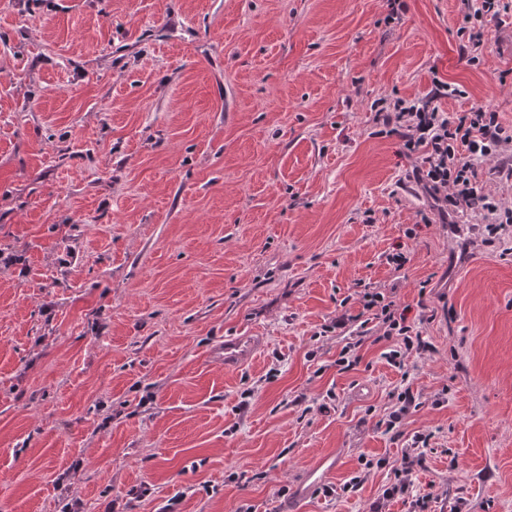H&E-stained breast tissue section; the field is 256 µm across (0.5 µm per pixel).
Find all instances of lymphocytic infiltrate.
<instances>
[{"mask_svg":"<svg viewBox=\"0 0 512 512\" xmlns=\"http://www.w3.org/2000/svg\"><path fill=\"white\" fill-rule=\"evenodd\" d=\"M455 85L436 81L424 100L394 99L379 108L376 123L382 124L385 135L397 137L404 153L419 160L412 170V178L421 186L430 200L422 210V223L448 221L457 213L480 209L488 222L484 227V242L499 243L503 231L512 224V209L499 205L487 192L474 166L475 159L499 154L503 147L512 145V126L503 125L498 112L478 106L467 112L440 111L439 99L458 95ZM362 309L358 314H342L323 325L330 332L354 324L351 342L341 350L336 361L342 370L359 364V350L367 339L366 327L376 324L382 340L388 347L384 357L396 369H404L410 355L430 351L431 346L409 317V307L397 304L390 295L377 288L360 291ZM391 406L378 420L377 426L391 438L402 435V426L419 402L410 384L403 383L390 393ZM431 436L414 434L399 461L388 464L386 459L366 460V467H390L392 477L381 495L372 504L370 512H385L388 502L399 499L407 504L409 512H429L436 498L432 491L417 487L415 476L424 470Z\"/></svg>","mask_w":512,"mask_h":512,"instance_id":"f902f5d3","label":"lymphocytic infiltrate"}]
</instances>
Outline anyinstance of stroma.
<instances>
[{"label": "stroma", "mask_w": 512, "mask_h": 512, "mask_svg": "<svg viewBox=\"0 0 512 512\" xmlns=\"http://www.w3.org/2000/svg\"><path fill=\"white\" fill-rule=\"evenodd\" d=\"M479 2L0 0V512H110L144 484L132 512H368L388 469L338 488L418 431L445 512H512V255L473 214L421 223L417 160L371 109L437 77L461 90L441 110L512 125V14L479 67L457 33ZM361 284L420 318L408 376L382 341L339 370L346 335H320ZM326 454L334 495L297 498ZM262 338L259 336H234L224 339V369L235 372L247 365L255 356ZM402 381L403 383L395 386L390 392L389 412L376 423L378 428L383 429L384 434L390 435L393 439L404 435L401 430L404 421L420 405L419 398L415 396L410 384L406 383V379Z\"/></svg>", "instance_id": "stroma-1"}]
</instances>
